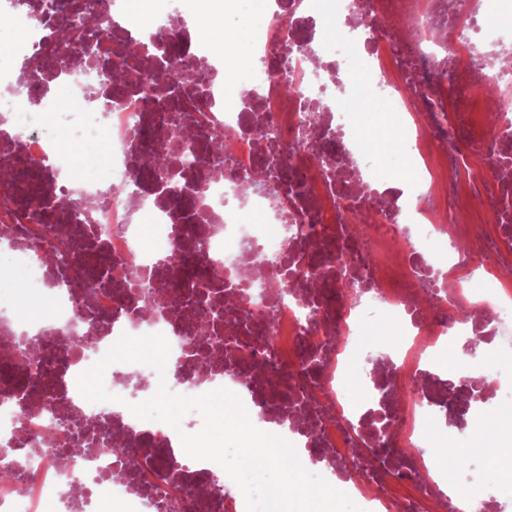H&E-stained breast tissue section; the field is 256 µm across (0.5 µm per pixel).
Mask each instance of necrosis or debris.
<instances>
[{"mask_svg":"<svg viewBox=\"0 0 512 512\" xmlns=\"http://www.w3.org/2000/svg\"><path fill=\"white\" fill-rule=\"evenodd\" d=\"M75 2L0 0V31L23 30L0 44L11 96L0 163L22 155L42 174L33 207L18 192L25 173L0 181V252L14 274L0 290V446L12 450L0 456V512H246L233 481L211 492L217 463L189 457L169 425L120 404L126 375L147 388L153 367L111 364L114 401L83 398L78 376L124 334L166 337L170 392L229 390L261 430L288 419L289 440L320 475L356 474L350 498L362 512H431L441 500L448 512H489L468 487L495 485L491 468L454 475L447 496L423 449L450 397L489 392L494 409L512 407V0H336L331 14L324 0H263L251 55L234 67L204 32L224 25L233 45L240 15L185 0H143L137 22L126 0H106L95 63L59 65L49 16ZM132 40L146 43V66L122 50ZM186 64L204 71L205 108L191 122L194 162L166 175L144 165L143 144L166 141L182 101L167 76ZM56 88L68 109L56 107ZM361 100L389 102L414 124L413 194L383 180L351 110ZM32 105L53 110L52 132ZM217 129L230 132L218 156ZM59 131L73 144L104 132V158L60 181L50 160ZM259 170L265 189L244 190ZM65 199L77 203L68 238L98 253L95 273L68 289L53 281L76 256L51 261L56 239L41 218ZM211 263L222 279L200 275ZM26 299L46 302L40 319L21 313ZM465 307L487 317L504 360L490 376L484 360L469 361L450 394L420 351L475 335ZM212 310L220 316L198 346L195 318ZM392 311L389 351L364 368L361 338ZM23 336L38 343L39 364L16 354ZM351 371L362 381L355 398L342 390ZM115 433L129 456L112 454Z\"/></svg>","mask_w":512,"mask_h":512,"instance_id":"necrosis-or-debris-1","label":"necrosis or debris"}]
</instances>
